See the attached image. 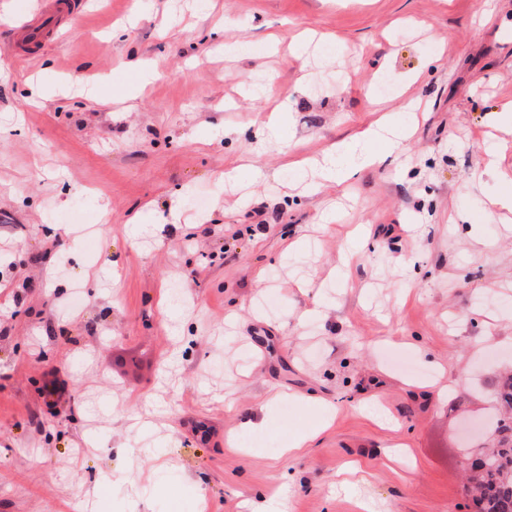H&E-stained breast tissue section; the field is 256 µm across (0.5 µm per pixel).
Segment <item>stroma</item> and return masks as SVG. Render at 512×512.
Returning <instances> with one entry per match:
<instances>
[{
    "instance_id": "obj_1",
    "label": "stroma",
    "mask_w": 512,
    "mask_h": 512,
    "mask_svg": "<svg viewBox=\"0 0 512 512\" xmlns=\"http://www.w3.org/2000/svg\"><path fill=\"white\" fill-rule=\"evenodd\" d=\"M75 10L19 52L0 0V512H472L459 424L512 366V0ZM388 112L399 149L301 193Z\"/></svg>"
}]
</instances>
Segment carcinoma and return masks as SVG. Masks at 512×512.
<instances>
[{
  "label": "carcinoma",
  "mask_w": 512,
  "mask_h": 512,
  "mask_svg": "<svg viewBox=\"0 0 512 512\" xmlns=\"http://www.w3.org/2000/svg\"><path fill=\"white\" fill-rule=\"evenodd\" d=\"M496 414L475 447L484 457L480 470L466 475L477 512H512V372L503 374L493 392Z\"/></svg>",
  "instance_id": "obj_1"
}]
</instances>
